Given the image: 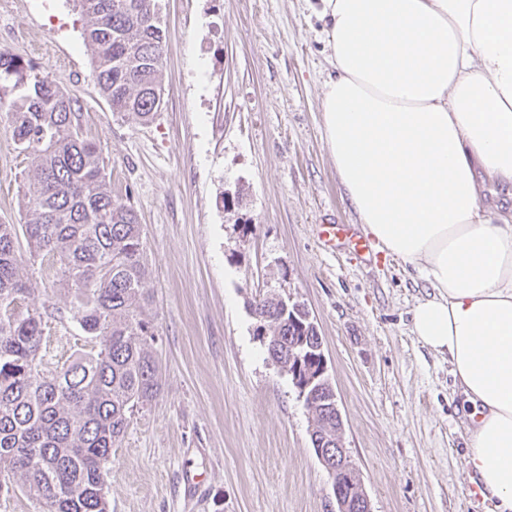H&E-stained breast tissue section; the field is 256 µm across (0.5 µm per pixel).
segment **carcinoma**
Here are the masks:
<instances>
[{"label": "carcinoma", "instance_id": "carcinoma-1", "mask_svg": "<svg viewBox=\"0 0 512 512\" xmlns=\"http://www.w3.org/2000/svg\"><path fill=\"white\" fill-rule=\"evenodd\" d=\"M86 18L96 83L115 112L153 119L160 105L166 30L157 0H77ZM21 150L34 151L24 193L26 221L0 224V467L19 476L48 512H108L106 464L138 406L160 383L148 338V286L141 225L132 206L112 196L97 145L84 138L76 101L47 76L0 49V111ZM33 256L60 264L74 318L100 350L60 370L41 368L47 307L8 312L31 294L20 274L19 241ZM254 314L269 329L267 349L288 366L291 345L305 342L314 366L319 337L282 300L264 297ZM315 427L335 429L326 388L310 402Z\"/></svg>", "mask_w": 512, "mask_h": 512}]
</instances>
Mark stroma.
<instances>
[{
    "label": "stroma",
    "instance_id": "1",
    "mask_svg": "<svg viewBox=\"0 0 512 512\" xmlns=\"http://www.w3.org/2000/svg\"><path fill=\"white\" fill-rule=\"evenodd\" d=\"M317 5L159 0L163 100L145 122L100 94L75 0H0V49L76 100L114 198L143 228L160 391L112 450L109 512H336L312 415L250 311L273 293L317 324L373 512H498L468 489L448 360L412 332L427 283L398 258L322 240V224L358 217L326 143L333 67ZM32 174L0 112V224L23 223ZM21 273L25 306L56 310L44 370L96 352L47 263L23 257Z\"/></svg>",
    "mask_w": 512,
    "mask_h": 512
}]
</instances>
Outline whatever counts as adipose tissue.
I'll list each match as a JSON object with an SVG mask.
<instances>
[{"instance_id": "obj_1", "label": "adipose tissue", "mask_w": 512, "mask_h": 512, "mask_svg": "<svg viewBox=\"0 0 512 512\" xmlns=\"http://www.w3.org/2000/svg\"><path fill=\"white\" fill-rule=\"evenodd\" d=\"M328 149L364 232L430 296L413 333L471 406L469 470L512 512V0H320Z\"/></svg>"}]
</instances>
